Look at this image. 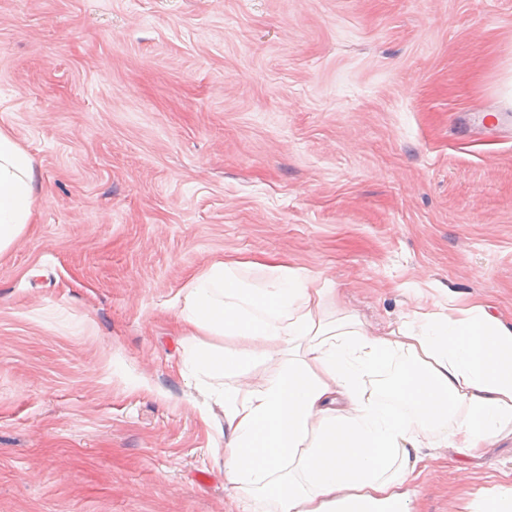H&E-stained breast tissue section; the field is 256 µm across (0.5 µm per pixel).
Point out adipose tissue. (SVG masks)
<instances>
[{
    "label": "adipose tissue",
    "instance_id": "ef3b65f1",
    "mask_svg": "<svg viewBox=\"0 0 512 512\" xmlns=\"http://www.w3.org/2000/svg\"><path fill=\"white\" fill-rule=\"evenodd\" d=\"M36 182L33 157L0 127V252L30 223ZM240 266L200 270L176 311L194 338L180 372L204 378L224 410V478L240 512H416L433 449L465 459L512 436V323L490 304L417 305L374 334L357 315L325 313L320 277L273 260L251 288ZM273 359L281 369L260 387L225 389L248 361ZM374 373L383 381L370 391Z\"/></svg>",
    "mask_w": 512,
    "mask_h": 512
}]
</instances>
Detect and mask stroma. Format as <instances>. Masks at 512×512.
Here are the masks:
<instances>
[{
  "label": "stroma",
  "mask_w": 512,
  "mask_h": 512,
  "mask_svg": "<svg viewBox=\"0 0 512 512\" xmlns=\"http://www.w3.org/2000/svg\"><path fill=\"white\" fill-rule=\"evenodd\" d=\"M512 0H0L33 157L0 254V512H238L175 303L223 257L320 275L377 331L422 293L512 320ZM409 294L397 293L398 285ZM420 512L512 484L437 451Z\"/></svg>",
  "instance_id": "stroma-1"
}]
</instances>
